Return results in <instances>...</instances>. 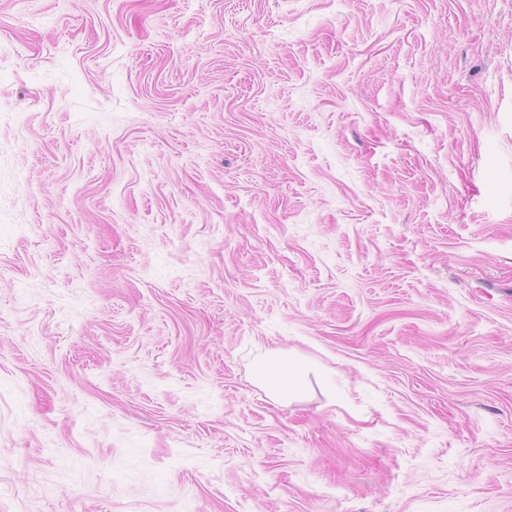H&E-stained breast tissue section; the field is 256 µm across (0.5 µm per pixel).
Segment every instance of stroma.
I'll return each instance as SVG.
<instances>
[{
    "label": "stroma",
    "mask_w": 512,
    "mask_h": 512,
    "mask_svg": "<svg viewBox=\"0 0 512 512\" xmlns=\"http://www.w3.org/2000/svg\"><path fill=\"white\" fill-rule=\"evenodd\" d=\"M0 512H512V0H0ZM256 377L276 393L296 395L305 377V367L280 350H267L257 357Z\"/></svg>",
    "instance_id": "1"
}]
</instances>
